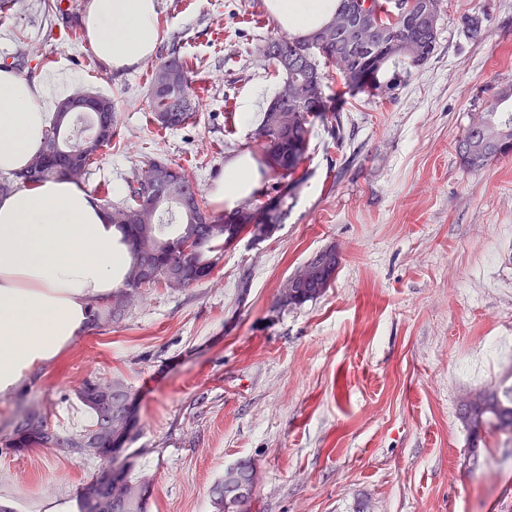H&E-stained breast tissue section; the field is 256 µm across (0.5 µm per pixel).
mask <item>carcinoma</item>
Listing matches in <instances>:
<instances>
[{
    "label": "carcinoma",
    "mask_w": 512,
    "mask_h": 512,
    "mask_svg": "<svg viewBox=\"0 0 512 512\" xmlns=\"http://www.w3.org/2000/svg\"><path fill=\"white\" fill-rule=\"evenodd\" d=\"M360 2L363 20L373 31H356L344 27L336 29L342 14L350 4ZM441 18L443 0H336L333 19L319 30L307 35H284L268 39L263 52L284 75L288 87V99L274 98L263 113L255 131L260 146L256 158L259 172L273 174L275 182L266 193L267 200L245 204L224 215H214L207 210L203 195L192 174L182 165L161 159L151 160L156 167L172 168L180 181L181 193L188 204L176 201L159 204L135 186V179L126 181L128 200L114 205L109 191L102 193L103 207L109 212L112 223L132 241L135 259L143 254L152 256L159 269L153 281H140L136 270L121 288L112 292V302L95 307L90 320L91 328L97 329L120 321L127 313L120 308L122 294L131 288L146 286L169 287L166 272L175 267L185 268L191 274L183 278L182 287L188 288L211 275L217 268L224 248L245 235L252 234L254 211L267 209L268 230L271 238L282 224L288 212V199L292 191L303 181L298 170L309 150L315 120L332 122L336 136H341L340 119L336 113H326L325 83L332 78L330 71L320 64H336L341 61L345 70L339 71L343 84L358 92H370L382 88L380 75L387 63L401 62L411 67L426 64L433 56L437 43V28H431L421 20L423 10ZM168 64L175 72V79L162 86L152 87L153 119L165 129L184 125L192 114L191 99L194 96L192 71L179 49L172 48L155 66ZM103 110L91 115L90 133L74 137L66 135L69 116L63 115L58 106L55 121L45 134L44 146L38 163L29 165L25 172L9 179L0 180V195L10 193L48 179L68 178L76 182L85 179L96 153L82 154L90 137L99 139L97 149H109L118 135V117L112 107V99L102 96ZM512 85L502 87L486 111L477 113L460 138L458 156L464 170L479 172L492 160L512 154ZM165 112L169 120L161 122L158 115ZM105 126V134L98 135L99 126ZM194 239L196 247L189 256L178 248L186 239ZM341 257L336 247L330 246L316 252L301 268L292 274L279 292L281 307L301 306L322 296L331 287ZM96 380L87 379L78 390L79 401L94 414L90 428L78 432H60L48 426L45 414L36 407L20 409L14 418L9 438L0 442L6 448H55L72 456H96L90 449V439L96 447L107 448L114 435L132 440V431L126 428L119 410L106 414L98 407L93 386ZM459 416L468 430L477 428L512 434V385H503L492 391L479 389L475 397L460 404ZM256 483V472L249 462H240L224 470V477L214 484L222 494L212 496L216 512H247V504ZM146 487L141 481L127 476L104 494L106 503L92 504L79 498L80 512H144Z\"/></svg>",
    "instance_id": "carcinoma-1"
}]
</instances>
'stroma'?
Segmentation results:
<instances>
[{
    "label": "stroma",
    "instance_id": "1",
    "mask_svg": "<svg viewBox=\"0 0 512 512\" xmlns=\"http://www.w3.org/2000/svg\"><path fill=\"white\" fill-rule=\"evenodd\" d=\"M161 40L194 66V118L151 121L155 59L117 71L40 0L0 14V66L55 69L111 98L120 132L84 186L126 180L152 158L191 170L201 193L257 151L242 99L269 104L282 75L263 55L280 30L264 0H157ZM486 16L475 40L466 17ZM512 84V0H445L433 57L397 72L388 93L333 77L325 95L342 139L315 122L304 183L278 232L227 247L210 279L142 291L122 321L87 331L56 364L0 396V438L18 406L71 432L92 415L85 379L132 389L135 439L116 467L147 482V512H215L227 467L260 475L250 512H512V437L478 453L458 414L473 389L512 369V155L465 171L455 143L472 115ZM342 261L332 286L300 306L279 290L318 250ZM99 460L50 448L0 451V512L77 502Z\"/></svg>",
    "mask_w": 512,
    "mask_h": 512
}]
</instances>
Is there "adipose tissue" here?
Masks as SVG:
<instances>
[{"label":"adipose tissue","mask_w":512,"mask_h":512,"mask_svg":"<svg viewBox=\"0 0 512 512\" xmlns=\"http://www.w3.org/2000/svg\"><path fill=\"white\" fill-rule=\"evenodd\" d=\"M274 23L306 35L327 24L336 0H264ZM84 20L95 53L112 68L151 59L159 42L157 0H88ZM68 79H34L0 68V174L24 169L53 121L52 100ZM244 158L229 163L209 195L235 208L257 187ZM133 248L81 184L50 179L0 197V395L57 362L86 330L90 306L120 287Z\"/></svg>","instance_id":"obj_1"}]
</instances>
